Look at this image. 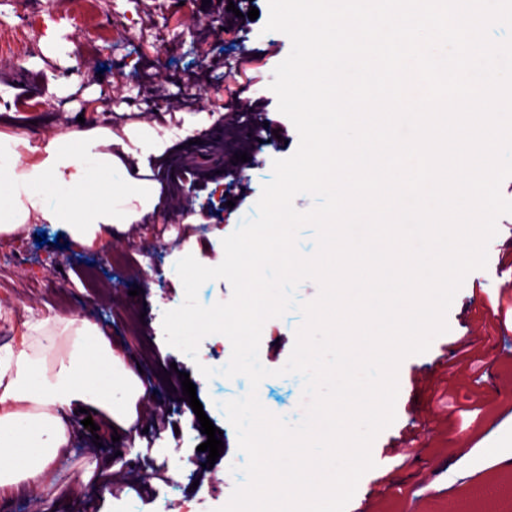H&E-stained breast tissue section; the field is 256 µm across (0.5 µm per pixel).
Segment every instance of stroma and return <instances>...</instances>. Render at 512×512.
Segmentation results:
<instances>
[{
  "label": "stroma",
  "mask_w": 512,
  "mask_h": 512,
  "mask_svg": "<svg viewBox=\"0 0 512 512\" xmlns=\"http://www.w3.org/2000/svg\"><path fill=\"white\" fill-rule=\"evenodd\" d=\"M228 0H98L96 16H87L82 0H0V42L14 41L16 56L0 61V133H27L32 143L41 138L86 126L121 129L131 122L178 128L186 113L201 120L193 138L214 142L208 159L224 167V128L235 112L250 109L255 120L271 118L286 126L287 141L245 144L250 163L240 166L239 183L248 198L237 207L225 203L227 179L218 176L196 182L192 201L167 202L163 214L131 225L111 246L96 249L74 244L67 236L41 224L24 230L25 245L0 238V343L19 338L34 315L79 316L107 330L116 349L131 364L141 366L154 396L139 409V462L125 482L101 489L86 476L89 468L120 469L125 455L115 447L97 446L93 432L81 422L72 425V443L66 457L55 464L61 488L50 512H156L168 500L171 512L191 507L193 512H216L232 490L221 476L246 464L237 434L222 408L224 402L245 396V376L219 375L230 354L220 334L205 337L197 357L169 346L164 339L163 314L184 300L181 281L166 274L168 266L191 254L204 266L224 259L222 240L257 214L262 188L273 178L274 160L292 156L299 135L278 110L269 84L274 68L291 51L285 34L265 31L268 0H252L255 20H238L228 11ZM63 31L70 56L83 61L80 71L59 66L47 50L49 31ZM240 62V71L229 62ZM40 75L43 89L34 105L10 110L23 95V73ZM250 83L248 92L239 86ZM512 236V215L501 217L498 232L488 244V265L479 275H467L446 315L448 332L434 338L429 350L404 358L400 381H408L416 367L431 364L433 378L443 376L434 360L445 344L470 336L486 355L485 385L495 387L480 415H468L454 426H440L422 435L417 461L389 471L401 496L376 505L375 512H408L424 501L428 512H441L447 497L470 505L479 488L512 483V470L500 469L492 449L512 454V312L505 313L506 333L491 339L480 331L466 332L467 311H489L499 296L512 297V281L499 274L503 244ZM303 322L291 310L263 326L259 347L261 364L271 377L258 387L263 406L295 423L303 416V380L299 375L275 376L288 361L297 329ZM178 360L179 370L163 365L164 356ZM216 369L212 378L200 366ZM188 373L203 402L207 417L223 430L228 451L213 468H206L200 444L206 435L193 423L194 412L183 401L180 373ZM425 398L415 392L399 394L396 418L374 440L371 450L382 453L410 419L426 415Z\"/></svg>",
  "instance_id": "stroma-1"
}]
</instances>
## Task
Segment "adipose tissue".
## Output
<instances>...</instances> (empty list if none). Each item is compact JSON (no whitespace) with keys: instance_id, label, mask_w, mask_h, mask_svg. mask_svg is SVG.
<instances>
[{"instance_id":"1","label":"adipose tissue","mask_w":512,"mask_h":512,"mask_svg":"<svg viewBox=\"0 0 512 512\" xmlns=\"http://www.w3.org/2000/svg\"><path fill=\"white\" fill-rule=\"evenodd\" d=\"M166 147L142 123L118 134L107 127L62 132L39 145L24 133H1L0 235L46 224L80 245L108 246L162 209L151 164ZM24 327L20 341L0 345V447L13 451L0 486L31 481L52 496L53 465L70 446L76 411L97 413L125 438L149 388L96 322L54 315Z\"/></svg>"}]
</instances>
